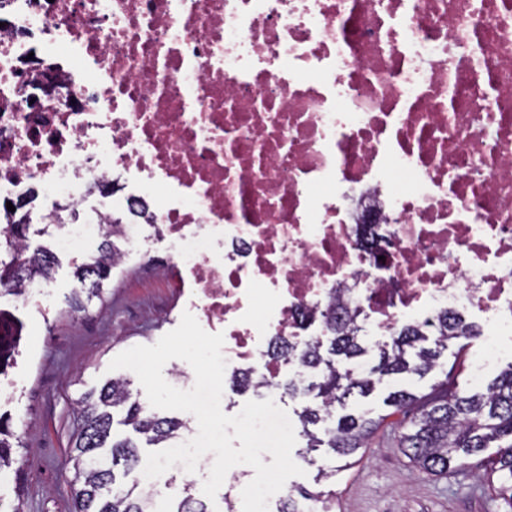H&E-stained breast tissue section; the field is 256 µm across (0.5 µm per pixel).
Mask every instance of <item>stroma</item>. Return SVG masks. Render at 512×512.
Segmentation results:
<instances>
[{
    "label": "stroma",
    "mask_w": 512,
    "mask_h": 512,
    "mask_svg": "<svg viewBox=\"0 0 512 512\" xmlns=\"http://www.w3.org/2000/svg\"><path fill=\"white\" fill-rule=\"evenodd\" d=\"M75 264L72 256L59 255L49 285L48 319L32 315L13 298L0 299V306L11 307L25 336L12 368L19 391L12 399L0 398V417L8 419L20 443L12 465L0 470V504L6 512H71L70 455L80 401L115 376L126 379L139 401H146L135 373L112 372L108 366L131 347L155 344L182 317L176 282L159 278L146 259L115 269L104 299L88 302L85 311L71 312L68 298L76 286ZM484 351L483 338L457 341L444 352L442 369L421 379L383 378L368 397L350 398L347 409L385 415L389 409L384 399L390 391L405 388L422 395L444 379L466 390L480 389L495 371L474 378L471 364ZM305 446L304 439H297L292 458L303 473L290 478L284 489L335 490L336 512H501L475 471L467 469L448 479L427 474L397 448L389 428H380L345 470L326 449L309 453ZM322 469L331 472V479L317 481Z\"/></svg>",
    "instance_id": "35a3bbf8"
}]
</instances>
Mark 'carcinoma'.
Returning a JSON list of instances; mask_svg holds the SVG:
<instances>
[{
    "mask_svg": "<svg viewBox=\"0 0 512 512\" xmlns=\"http://www.w3.org/2000/svg\"><path fill=\"white\" fill-rule=\"evenodd\" d=\"M120 249V241L107 237L98 256L74 271L79 284L73 297L75 309L83 307V293L89 301L103 298L105 284L116 266L115 252ZM54 268L55 257L47 249L31 252L24 262L10 251L7 257H0V283L7 286L35 279L49 282ZM323 318L332 336L331 358L322 357L318 342L299 350L288 349L303 368L319 375V382L305 385L299 379H288L279 387L291 398H312L300 413L308 446L325 445L338 459L351 458L369 447L380 420L346 414L336 426L324 429L322 438L310 427L331 417L336 406H344L349 398L369 394L375 379L391 375L423 377L438 365L450 343L479 335L462 316L446 312L437 316L432 339L421 327L404 325L394 332L391 344L377 347L369 375L359 376L343 366L344 362L369 353L355 317L349 315L338 323L336 316L327 312ZM388 399L400 415L393 428L398 432V446L410 462L428 473L446 476L468 467L469 459L476 457V467L484 468L480 478L494 498L502 502L503 512H512V364L481 393L463 392L444 380L427 394L397 390ZM117 410L123 413L120 424L148 444L168 445L183 428L177 420L145 412L129 383L121 378L85 396L82 424L74 436L73 512H159L157 497L138 485L115 487L116 468L129 471L141 464L138 445L132 438H111ZM490 448L495 452L481 457ZM311 496L313 493L307 489L290 492L281 498L278 512H299L298 499ZM174 512L208 509L187 484Z\"/></svg>",
    "mask_w": 512,
    "mask_h": 512,
    "instance_id": "1",
    "label": "carcinoma"
}]
</instances>
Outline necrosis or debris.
Segmentation results:
<instances>
[{
  "mask_svg": "<svg viewBox=\"0 0 512 512\" xmlns=\"http://www.w3.org/2000/svg\"><path fill=\"white\" fill-rule=\"evenodd\" d=\"M32 195L57 252L166 242L160 275L277 403L304 371L272 344L331 307L381 337L459 313L496 343L512 0H0V210Z\"/></svg>",
  "mask_w": 512,
  "mask_h": 512,
  "instance_id": "necrosis-or-debris-1",
  "label": "necrosis or debris"
}]
</instances>
